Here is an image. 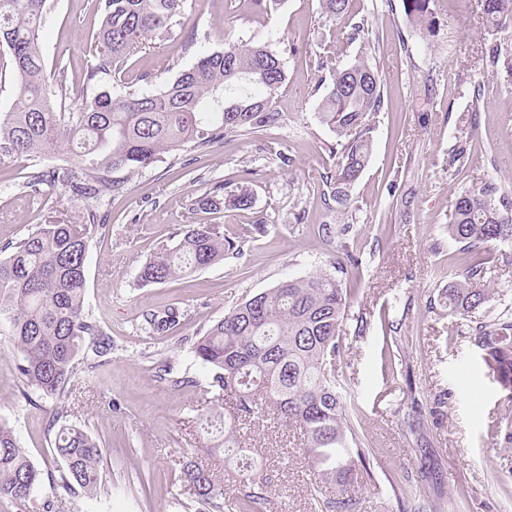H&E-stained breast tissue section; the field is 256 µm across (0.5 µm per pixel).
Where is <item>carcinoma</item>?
I'll use <instances>...</instances> for the list:
<instances>
[{"mask_svg":"<svg viewBox=\"0 0 512 512\" xmlns=\"http://www.w3.org/2000/svg\"><path fill=\"white\" fill-rule=\"evenodd\" d=\"M47 0H0V42L10 52L15 79L13 107L0 113V153L39 157L53 150L67 157L52 169L49 183L61 195L99 202L120 187L114 172L133 173L186 147L205 148L227 136L243 137L276 121L273 98L285 82L281 59L267 47L224 43L200 57L154 94L115 96L103 88L120 72L134 50L170 33L183 0H98L102 24L88 68L82 104L55 112L51 98L67 96L65 70H46L41 51ZM351 0H320L330 20L349 17ZM435 0H404L406 16L422 27L434 22ZM486 28L512 20V0H481ZM492 67L512 58L499 43L486 47ZM385 96L378 69L362 55L332 70L331 85L318 103L317 116L340 139V160L330 197L341 210L351 204V189L367 167L372 120ZM469 161L467 140L448 151V167ZM37 175L33 182H40ZM199 204L219 210L252 205L246 186L213 195ZM98 214L87 208L81 220L41 224L0 246V321L9 324L20 355L22 383L46 397L65 393L78 375L80 359L94 361L112 353V338L85 311L86 258ZM448 237L473 251L488 242L512 244V192L489 180L463 191L452 204ZM224 235L213 224H188L170 247L159 249L138 273L147 285L206 268L224 258ZM475 263L448 285V311L459 318L488 370L512 392V300L505 290L481 283ZM351 289L336 276L319 272L283 281L239 304L224 318L198 332L193 361L206 370L203 389L211 409L224 410V433L206 443L205 457L183 465L181 479L191 498H177L180 512H259L269 497L263 468L239 471L234 496L223 502L221 477L209 458L243 449L252 423L272 418L299 430L300 442L315 476L311 508L316 512H359L355 482L371 478L368 451L360 446L350 405L340 382L341 340ZM503 307L490 317L492 303ZM183 313L167 307L144 315L143 330L167 336ZM71 406L55 410L60 423L54 452L60 463L55 512H79V493L98 494L104 448L82 426L66 423ZM42 482V471L21 447L14 430L0 422V503L26 500Z\"/></svg>","mask_w":512,"mask_h":512,"instance_id":"cac0c4a2","label":"carcinoma"}]
</instances>
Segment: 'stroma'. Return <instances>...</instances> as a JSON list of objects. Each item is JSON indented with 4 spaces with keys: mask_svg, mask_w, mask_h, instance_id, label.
Returning <instances> with one entry per match:
<instances>
[{
    "mask_svg": "<svg viewBox=\"0 0 512 512\" xmlns=\"http://www.w3.org/2000/svg\"><path fill=\"white\" fill-rule=\"evenodd\" d=\"M352 13L368 16L379 38L372 63L385 108L344 211L328 196L336 135L317 117L319 86L332 68L355 61L364 40L347 22L326 19L319 0H282L268 12L252 0H184L171 38L135 51L109 80L116 94L157 92L228 38L267 46L287 75L273 100L275 124L117 172L120 190L98 206L103 227L87 253L86 308L111 337L112 353L77 375L66 399L71 421L102 442L108 464L98 494L81 498L82 512H173V497L184 491L182 463L203 451L205 372L190 354L197 332L252 295L319 271L339 272L353 290L345 388L375 475L354 486L362 512H512V449L498 433L512 423V393L488 373L469 336L454 331L445 298L476 261L486 286L512 290V245L468 253L446 232L458 193L490 177L512 189V72L483 59L489 34L480 0H438L428 28L407 19L403 0H352ZM100 25L95 0H48L42 53L47 69L64 68L69 87L53 108L80 106ZM463 133L470 159L452 172L448 150ZM62 162L51 153L0 155V244L56 216L85 213V202L49 184L28 185ZM243 182L253 193L249 209L198 207L216 185L232 191ZM188 224L220 225L240 252L181 280L139 285L140 267ZM168 306L183 312L181 325L150 337L144 314ZM17 364L1 322L0 419L44 476L25 502L0 504V512H46L58 478L56 401L25 391ZM172 375L183 386H171ZM251 443L272 490L264 512H310L314 477L295 429L259 421Z\"/></svg>",
    "mask_w": 512,
    "mask_h": 512,
    "instance_id": "35a3bbf8",
    "label": "stroma"
}]
</instances>
